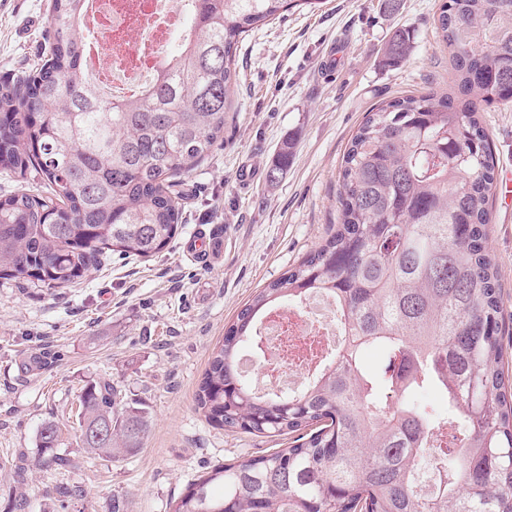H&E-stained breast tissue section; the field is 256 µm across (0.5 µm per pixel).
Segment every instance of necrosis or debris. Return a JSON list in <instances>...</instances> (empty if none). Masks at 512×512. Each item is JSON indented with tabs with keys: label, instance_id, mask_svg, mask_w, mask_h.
<instances>
[{
	"label": "necrosis or debris",
	"instance_id": "1",
	"mask_svg": "<svg viewBox=\"0 0 512 512\" xmlns=\"http://www.w3.org/2000/svg\"><path fill=\"white\" fill-rule=\"evenodd\" d=\"M192 6V0H84L87 80L113 101L140 95L158 78L162 52L185 30ZM107 58L112 61L108 68L103 65ZM344 340V334L313 319L306 307L269 311L256 340L266 365L265 391L284 390L293 373L312 376Z\"/></svg>",
	"mask_w": 512,
	"mask_h": 512
}]
</instances>
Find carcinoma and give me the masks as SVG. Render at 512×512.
Returning <instances> with one entry per match:
<instances>
[{"instance_id": "obj_1", "label": "carcinoma", "mask_w": 512, "mask_h": 512, "mask_svg": "<svg viewBox=\"0 0 512 512\" xmlns=\"http://www.w3.org/2000/svg\"><path fill=\"white\" fill-rule=\"evenodd\" d=\"M83 0H50L41 67L0 82V168L43 175L47 196L0 199V276L64 288L118 254L146 259L182 219L180 178L224 144L249 31L320 0H194L175 63L126 102L100 98L82 79ZM452 52L457 91L394 98L372 108L343 157L336 230L239 311L196 392L209 423L280 436L310 429L289 448L218 465L192 483L173 512H512V391L500 318L498 264L487 246L492 151L480 103H512V0H448L435 19ZM413 47L395 32L382 64ZM291 146L269 165L274 184ZM336 299L347 336L335 361L292 396L260 395L240 354L271 308L311 293ZM406 353L413 369L392 390L363 351ZM394 391L395 402L387 392ZM422 390L440 394L432 415ZM80 441L90 456L138 448L145 412L122 405L109 381L80 396ZM458 423L435 458L443 476L423 494L416 474L431 430ZM61 429L38 431L34 466L75 467L58 453Z\"/></svg>"}]
</instances>
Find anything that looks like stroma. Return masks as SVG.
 I'll return each mask as SVG.
<instances>
[{"label": "stroma", "mask_w": 512, "mask_h": 512, "mask_svg": "<svg viewBox=\"0 0 512 512\" xmlns=\"http://www.w3.org/2000/svg\"><path fill=\"white\" fill-rule=\"evenodd\" d=\"M443 0H323L291 9L240 42L235 110L224 144L182 176V223L147 259L111 256L66 288L0 279V512L14 498L13 466L36 452L42 423L63 429L61 454L72 470L39 473L24 487L28 512H173L191 483L233 464L292 445L210 424L195 395L212 350L238 311L294 267L337 221L339 169L352 135L377 104L454 86L450 50L435 19ZM49 0H0V81L41 62ZM414 35L399 67L381 63L397 29ZM498 175L512 170V104L482 108ZM292 157L274 185L266 171L284 146ZM251 172L244 180L243 172ZM487 243L498 263L501 319L512 374V205L488 203ZM219 230L224 258L190 261L183 244L198 229ZM106 379L128 405L145 411L140 449L118 460L80 446L76 408L82 389ZM82 494L62 498L57 487Z\"/></svg>", "instance_id": "1"}]
</instances>
